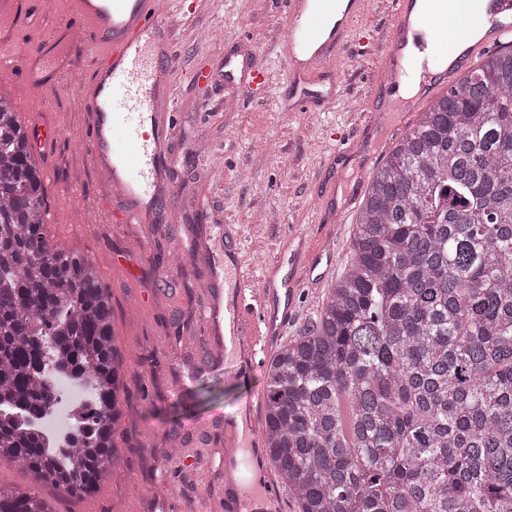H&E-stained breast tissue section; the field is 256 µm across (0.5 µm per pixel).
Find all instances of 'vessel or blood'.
<instances>
[{
	"mask_svg": "<svg viewBox=\"0 0 512 512\" xmlns=\"http://www.w3.org/2000/svg\"><path fill=\"white\" fill-rule=\"evenodd\" d=\"M333 0H283L286 27L277 42V55L288 65L299 83L311 73L338 61L351 46L365 11V0H349L338 19H328ZM393 23L382 40V73L370 86L373 111L358 138H345L336 158L353 156L364 139L376 136L378 146L366 162H375L380 145L401 137L405 118L415 102H401L395 95L411 59L406 53L415 27L442 23V16H424L410 22L409 0H391ZM65 33L80 32L81 44L92 49L91 73L80 91L88 110L84 146L96 171L106 174L112 191V220L117 224H152L163 201L168 166L167 141L176 121L172 105L171 78L166 38L171 28L160 0H71V16ZM455 41H469L466 53L456 56L451 69L437 76L449 84L456 71L471 66L480 54L512 46V0H487L484 8L461 14ZM53 55L48 44L35 45L17 54L0 56V68L36 89H47L55 78L48 65ZM267 68L250 58L224 55V86L232 97L248 96L266 87ZM327 159L326 167L335 160ZM320 221L344 223L346 207H334L335 187L326 185ZM224 280L233 293L229 298L209 294L200 310L204 335H228L242 376L259 372L275 337L283 335L295 307L293 300L301 282L318 280L321 258L316 253L295 257L290 271L280 263L268 265L261 287L247 284L241 274V252L233 226H225ZM261 417L254 400L224 413V475L213 478L203 500L209 512H239L235 490L244 471L259 463L264 453ZM249 449L250 458L239 455ZM282 491L272 477H263L259 492L251 499V512H280Z\"/></svg>",
	"mask_w": 512,
	"mask_h": 512,
	"instance_id": "b4317fda",
	"label": "vessel or blood"
}]
</instances>
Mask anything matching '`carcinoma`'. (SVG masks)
Here are the masks:
<instances>
[{
	"label": "carcinoma",
	"mask_w": 512,
	"mask_h": 512,
	"mask_svg": "<svg viewBox=\"0 0 512 512\" xmlns=\"http://www.w3.org/2000/svg\"><path fill=\"white\" fill-rule=\"evenodd\" d=\"M0 95V462L74 497L119 463L124 357L94 264L49 244ZM352 261L267 366L268 460L296 512H512V48L418 112L369 176ZM94 411L57 448L54 379ZM0 512H54L0 484ZM40 426L44 434L50 440L56 442L61 437V434L69 429L70 416L64 409H60L56 413L50 410Z\"/></svg>",
	"instance_id": "carcinoma-1"
}]
</instances>
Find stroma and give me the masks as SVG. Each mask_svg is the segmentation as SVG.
Masks as SVG:
<instances>
[{
	"label": "stroma",
	"instance_id": "1",
	"mask_svg": "<svg viewBox=\"0 0 512 512\" xmlns=\"http://www.w3.org/2000/svg\"><path fill=\"white\" fill-rule=\"evenodd\" d=\"M197 14L182 19L171 36L178 119L170 136V182H193L196 194L179 210L161 206L140 273L128 278L114 257L129 249L141 231L113 223L110 192L99 179L81 143L86 136V105L77 92L90 75L86 50L63 47L58 88L49 104L18 92L11 74L0 71V95L9 98L24 124L60 128L58 138L37 151L50 218V244L84 254L112 291L114 331L124 356V419L114 440L122 456L109 481L93 496L78 499L40 488L56 512H182L200 496L192 470L180 464L179 440L194 423L205 422L203 442L214 469L224 467L225 409L244 397L263 394L265 377L242 378L236 361L216 359L208 344L184 352L178 334L198 331L196 311L209 288H223L212 254L224 249V227L236 225L244 268L251 285L285 248L333 246V268L323 287L301 285L297 316L287 334L300 335L316 316L326 289L351 260L353 224H318L316 197L329 181L349 183L356 173L349 160L324 165L334 134L351 135L363 126L372 105L369 83L379 73L381 51L375 38L391 26L390 0H369L359 24L370 44H353L341 61L340 84L325 108L301 110L286 64L275 52L285 28L274 0H202ZM258 52L269 65L266 89L227 103L224 60L214 55L215 40ZM324 76L317 88L330 87ZM208 241L199 261L183 274L192 237ZM162 305L149 306L155 293Z\"/></svg>",
	"mask_w": 512,
	"mask_h": 512
}]
</instances>
